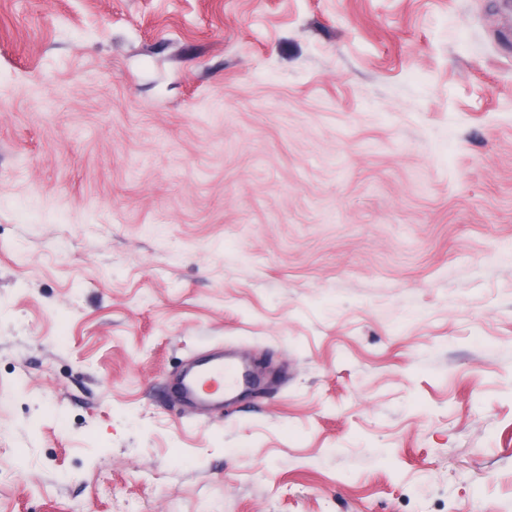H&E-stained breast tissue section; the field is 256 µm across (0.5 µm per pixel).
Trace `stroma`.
Masks as SVG:
<instances>
[{"instance_id":"1","label":"stroma","mask_w":512,"mask_h":512,"mask_svg":"<svg viewBox=\"0 0 512 512\" xmlns=\"http://www.w3.org/2000/svg\"><path fill=\"white\" fill-rule=\"evenodd\" d=\"M0 512H512V0H0ZM243 379L240 369L232 362H224L222 357H216L208 362L197 374L183 382V389L192 397H219L224 394V387L230 383L239 385ZM210 389L205 390V384Z\"/></svg>"}]
</instances>
